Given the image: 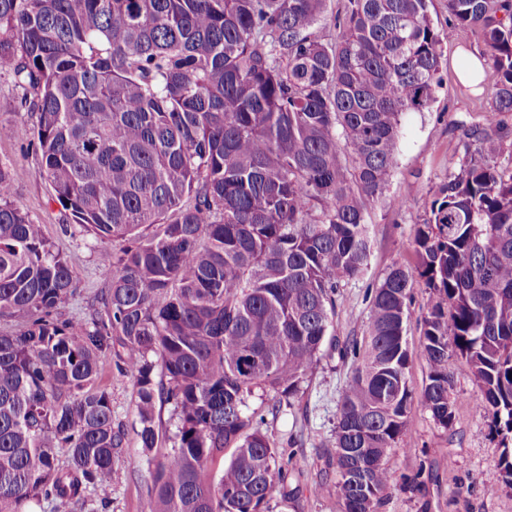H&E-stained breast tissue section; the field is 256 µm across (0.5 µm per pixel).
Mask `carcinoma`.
Segmentation results:
<instances>
[{
    "instance_id": "obj_1",
    "label": "carcinoma",
    "mask_w": 512,
    "mask_h": 512,
    "mask_svg": "<svg viewBox=\"0 0 512 512\" xmlns=\"http://www.w3.org/2000/svg\"><path fill=\"white\" fill-rule=\"evenodd\" d=\"M480 32L512 112V0H446ZM444 63L428 0H0V67L36 117L39 176L83 232L112 239L89 317L61 321L73 270L12 201L0 165V512L107 509L125 445L106 368L131 378L146 455L156 402L176 417L146 512H273L289 460L249 409L291 406L335 329L336 295L370 254L368 205L398 165L400 118L434 98ZM463 158L415 231L417 262L369 294L367 335L337 404L340 512H377L390 451L420 402L448 428L464 364L501 436L512 488V127L465 132ZM428 290L410 346L411 289ZM67 452L60 461L57 449ZM232 449L220 477L208 465Z\"/></svg>"
}]
</instances>
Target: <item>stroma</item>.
<instances>
[{
    "label": "stroma",
    "instance_id": "stroma-1",
    "mask_svg": "<svg viewBox=\"0 0 512 512\" xmlns=\"http://www.w3.org/2000/svg\"><path fill=\"white\" fill-rule=\"evenodd\" d=\"M431 13L441 35L445 65L440 73L436 99L428 110L409 112L401 118L396 151L398 166L390 184L368 212L371 254L364 274L340 288L336 302L337 341L365 334L369 303L374 290L393 263L414 262L415 229L421 223L435 187L465 152L464 131L490 117L488 106L497 91V75L486 69L478 88L464 85L457 76L459 57L484 51L475 32L448 22L445 0H433ZM19 91L9 68H0V128L11 134L0 137V164L14 181L13 201L44 227L46 236L68 258L75 275L76 293L58 311L62 320L84 317L89 303L108 287L111 275L98 263V253L111 248L108 240L81 232L65 221L61 206L53 201L49 185L39 177L34 118L17 112ZM403 196L406 204L395 208ZM353 375L351 364L337 351L325 350L303 394L265 428L283 454H294L297 466L290 484L300 492L274 512H339L335 497L327 495L326 483L335 474L331 465L336 408ZM104 384L112 394V415L126 432V445L116 463L112 504L107 512H143L152 483L151 468L137 433L141 427L132 382L118 372L106 373ZM458 395L456 418L442 428L421 404L413 402L412 429L390 456L393 486L379 512H512V489L500 485V438L485 415L479 394L463 364L455 366ZM295 444H288V437ZM418 476L417 486L408 477Z\"/></svg>",
    "mask_w": 512,
    "mask_h": 512
}]
</instances>
